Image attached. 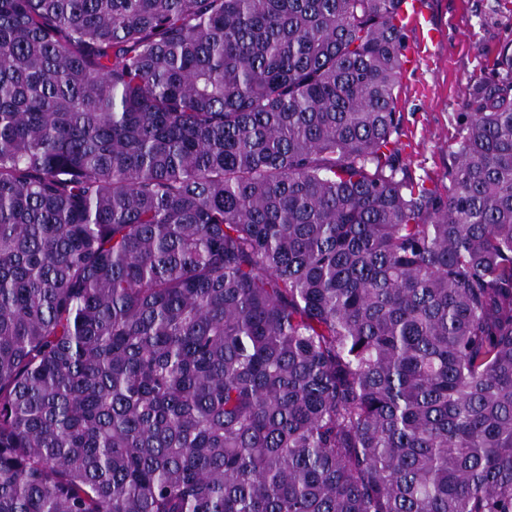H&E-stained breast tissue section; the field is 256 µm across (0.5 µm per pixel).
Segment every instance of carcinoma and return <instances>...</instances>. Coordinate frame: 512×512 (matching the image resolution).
<instances>
[{"label":"carcinoma","mask_w":512,"mask_h":512,"mask_svg":"<svg viewBox=\"0 0 512 512\" xmlns=\"http://www.w3.org/2000/svg\"><path fill=\"white\" fill-rule=\"evenodd\" d=\"M403 0H0V512H512V40L412 180Z\"/></svg>","instance_id":"obj_1"}]
</instances>
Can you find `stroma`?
Here are the masks:
<instances>
[{
	"mask_svg": "<svg viewBox=\"0 0 512 512\" xmlns=\"http://www.w3.org/2000/svg\"><path fill=\"white\" fill-rule=\"evenodd\" d=\"M424 2L440 38L433 43L406 31L417 64L401 75L398 109L410 173L443 194L454 163L451 118L464 111L469 84L486 75L498 45L512 40V0Z\"/></svg>",
	"mask_w": 512,
	"mask_h": 512,
	"instance_id": "35a3bbf8",
	"label": "stroma"
}]
</instances>
